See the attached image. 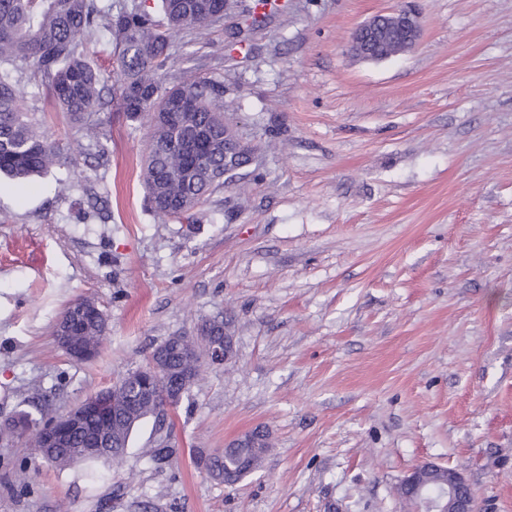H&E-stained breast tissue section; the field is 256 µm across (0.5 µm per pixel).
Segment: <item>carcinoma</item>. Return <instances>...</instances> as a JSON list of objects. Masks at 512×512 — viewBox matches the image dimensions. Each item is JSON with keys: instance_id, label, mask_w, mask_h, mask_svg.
Wrapping results in <instances>:
<instances>
[{"instance_id": "1", "label": "carcinoma", "mask_w": 512, "mask_h": 512, "mask_svg": "<svg viewBox=\"0 0 512 512\" xmlns=\"http://www.w3.org/2000/svg\"><path fill=\"white\" fill-rule=\"evenodd\" d=\"M162 18L155 17L152 6L144 0H125L117 11L104 0H0V174L15 180L44 175L59 164V149L47 138L40 122L27 111L16 84L20 66L33 69V76L54 99L61 111L87 139L106 156L102 139L106 136L112 101L104 96L100 72L87 59L85 42L105 37L115 42L117 68L115 84L118 105L127 118L135 121L147 112L155 119L148 141L142 179L153 212L162 218L194 219L195 211L218 188L242 178L240 171L224 166V113L218 102L223 84L213 79L183 72L170 87L155 79L170 55L171 38L180 31L220 22L222 4L217 0H159ZM186 106V119L209 134V155L190 167L182 153L170 149L169 143L184 136L182 126L166 116ZM79 307L82 311L81 342L95 345L107 329V315L96 301H75L64 313ZM206 336H171L165 343L176 345L188 340L191 353L166 359V372L188 376L185 393H190L200 369L209 359L213 342L230 334L222 320L202 324ZM130 375L121 377L106 392L123 407L129 402ZM162 401L143 404L112 424L105 450L90 456L85 448L98 439V424L86 423L60 443L50 454L43 452L36 439L40 420L21 411L0 434L9 437L27 435L41 460L55 466H69L99 459H121L132 434L130 422L154 416ZM269 432L254 430L244 437L241 446L228 445L222 454L205 459L212 477L235 484L262 467L269 451Z\"/></svg>"}]
</instances>
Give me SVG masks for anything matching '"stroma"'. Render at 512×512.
<instances>
[{
    "mask_svg": "<svg viewBox=\"0 0 512 512\" xmlns=\"http://www.w3.org/2000/svg\"><path fill=\"white\" fill-rule=\"evenodd\" d=\"M253 4L176 35L157 73L220 81L257 149L199 224L147 206L149 115L113 112L101 161L31 72L18 84L62 162L0 178V423L34 395L63 412L210 318L236 354L95 484L0 446V512H409L396 489L424 461L459 470L477 512H512V0H272L256 26ZM401 7L414 50L349 53ZM84 297L108 329L76 362L53 330ZM257 427L258 471L229 486L197 465ZM387 18H392L401 24L399 43L394 44L395 51L406 53L413 49L420 36L419 17L412 11L400 10L390 16H377L355 31L350 50L356 57L368 61H379L391 57L392 44L373 42V35L381 32Z\"/></svg>",
    "mask_w": 512,
    "mask_h": 512,
    "instance_id": "stroma-1",
    "label": "stroma"
}]
</instances>
